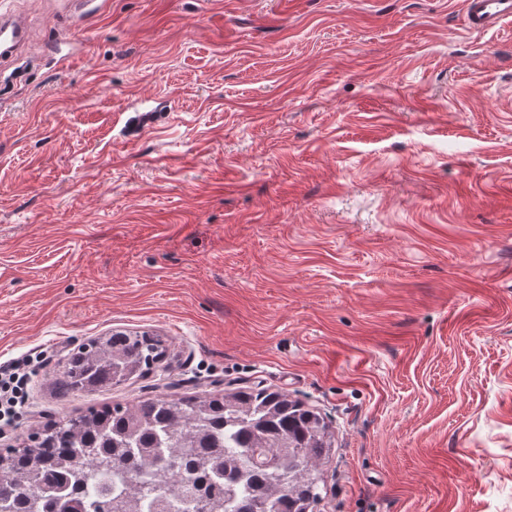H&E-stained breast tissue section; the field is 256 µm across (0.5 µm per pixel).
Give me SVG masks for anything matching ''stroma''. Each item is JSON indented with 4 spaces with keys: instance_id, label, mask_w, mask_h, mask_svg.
<instances>
[{
    "instance_id": "obj_1",
    "label": "stroma",
    "mask_w": 512,
    "mask_h": 512,
    "mask_svg": "<svg viewBox=\"0 0 512 512\" xmlns=\"http://www.w3.org/2000/svg\"><path fill=\"white\" fill-rule=\"evenodd\" d=\"M0 363L44 423L253 384L320 413L315 512H512V22L463 0H13ZM161 337L58 401L77 344ZM466 28L488 32L512 19V0H464Z\"/></svg>"
}]
</instances>
